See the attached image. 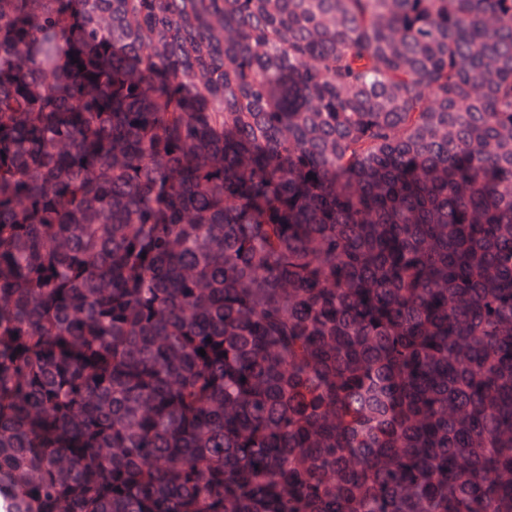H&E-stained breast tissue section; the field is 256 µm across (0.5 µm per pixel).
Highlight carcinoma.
<instances>
[{
    "instance_id": "carcinoma-1",
    "label": "carcinoma",
    "mask_w": 512,
    "mask_h": 512,
    "mask_svg": "<svg viewBox=\"0 0 512 512\" xmlns=\"http://www.w3.org/2000/svg\"><path fill=\"white\" fill-rule=\"evenodd\" d=\"M0 512H512V0H0Z\"/></svg>"
}]
</instances>
